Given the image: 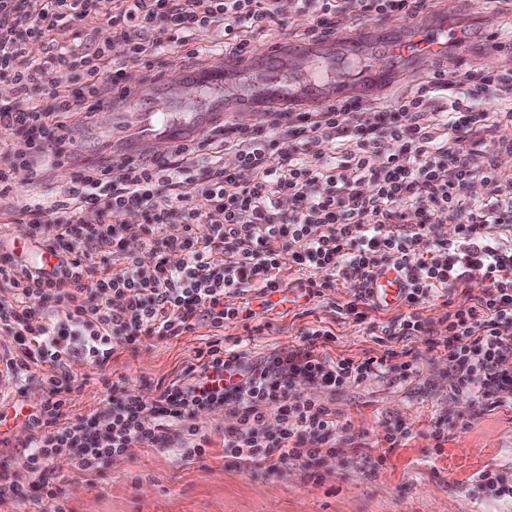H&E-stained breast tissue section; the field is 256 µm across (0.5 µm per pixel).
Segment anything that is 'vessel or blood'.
<instances>
[{
	"label": "vessel or blood",
	"instance_id": "b4317fda",
	"mask_svg": "<svg viewBox=\"0 0 512 512\" xmlns=\"http://www.w3.org/2000/svg\"><path fill=\"white\" fill-rule=\"evenodd\" d=\"M451 22H442L437 29L425 30L414 28L409 36H387L371 42L358 57L360 74L365 83L383 84L391 76L401 71L415 57L424 63H431L436 54L444 50L448 44V32ZM292 55L295 62L306 67L305 96L317 99L328 97V84L335 66L332 58L318 52L316 42H296L288 46L272 47L261 64L246 66L245 74L250 78L252 90L243 95H225L224 87L235 77L234 58H227L222 69L207 68L204 70L185 72L172 77H163L155 87L147 88L140 85L132 86L124 83L114 88V99L137 98L142 103H151L156 92H164L172 99H179L181 87L194 83L210 93L207 102L194 106V119L188 124H174L161 120L163 134L169 144H176L189 139L204 127L211 115L223 112H235L244 108L261 111L264 104H288L289 96L285 88L278 86L275 75L280 66L282 53ZM408 283L402 271L391 266L378 268L372 273L366 288L368 298L375 306L391 308L400 305L407 293Z\"/></svg>",
	"mask_w": 512,
	"mask_h": 512
}]
</instances>
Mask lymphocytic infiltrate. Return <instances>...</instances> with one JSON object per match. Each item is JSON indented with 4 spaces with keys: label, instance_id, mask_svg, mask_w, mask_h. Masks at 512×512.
Returning a JSON list of instances; mask_svg holds the SVG:
<instances>
[{
    "label": "lymphocytic infiltrate",
    "instance_id": "obj_1",
    "mask_svg": "<svg viewBox=\"0 0 512 512\" xmlns=\"http://www.w3.org/2000/svg\"><path fill=\"white\" fill-rule=\"evenodd\" d=\"M430 0H0V80L14 91L0 104V202L4 215L25 216L29 237L51 250V271L0 257V335L12 346L0 366L15 388L39 380L46 389L28 416L35 436L22 470L0 474V495L23 494L37 479L39 512H65L61 488L44 481L54 456L73 449L75 467L101 473L109 458L141 447L178 445L187 460L206 453L208 440L194 424L197 411L230 410L224 454L272 473L289 463H311L333 452L341 425L335 411L294 398L297 384L334 391L388 372L413 374L408 349L361 362L318 347L327 329L313 327L303 343L252 362L210 342L184 369V383L156 397L108 396L88 416H71L80 386L70 361L101 367L114 341L135 349L191 331L198 318L215 330L254 318L249 305L229 308L227 294L256 293L263 308L287 292L309 301L329 290L352 293L349 313L364 305L373 271L400 268L412 307L453 296L473 278L487 286L448 311V337L438 340L413 315L382 327L386 336L423 337L442 346L455 372L453 392L470 395V413L512 408V173L497 158L512 139H493L512 123V68L462 73L434 68L394 98H350L300 112L276 107L253 128L211 127L169 150L163 163L115 154L92 166L75 165L56 201L33 197L17 209L6 201L14 169L46 176L63 166L44 151L76 137L93 111L88 99H108L125 59L153 61L170 50L206 65L210 48L198 35L220 26L225 52L248 49L245 32H265L308 18L312 40L335 37L346 6L385 17L426 9ZM106 13L108 36L70 39L87 15ZM122 43L125 58L112 55ZM40 44L53 67L27 55ZM70 72L77 90L58 89L56 71ZM348 141L349 151L335 145ZM235 164H224L225 156ZM480 178L483 194L469 185ZM290 209H283V199ZM143 221L130 224V211ZM455 223L453 237L437 227ZM138 239L140 254L126 243ZM183 261L171 265L170 254ZM298 277L284 281V266ZM277 408L278 430L265 427Z\"/></svg>",
    "mask_w": 512,
    "mask_h": 512
}]
</instances>
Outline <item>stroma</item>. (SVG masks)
Segmentation results:
<instances>
[{"label": "stroma", "instance_id": "stroma-1", "mask_svg": "<svg viewBox=\"0 0 512 512\" xmlns=\"http://www.w3.org/2000/svg\"><path fill=\"white\" fill-rule=\"evenodd\" d=\"M446 16L456 20L467 43L463 59L456 46H449V68L464 61L488 70L512 63V56L485 51L487 31L499 21H512V0H498L492 6L487 0H467L462 7L456 0H433L427 9L390 24L361 17L359 28L368 36L379 29L402 35L412 26ZM139 127L136 112L127 113L122 124L97 117L83 124L87 153L81 163H99L116 147L135 152ZM350 299L348 289L340 287L321 303L280 305L256 319L226 325L222 341L256 362L301 345L306 328L320 322L331 331L326 351L358 362L403 346L398 339L372 336L370 325L386 326L412 312L434 333L445 330L449 306L444 297L412 310L404 305L372 308L363 321L342 314ZM212 334L201 324L177 337L147 341L134 351L115 344L111 360L101 368L72 362L70 369L83 384L73 397V414L98 410L111 382L133 393L157 396L195 362ZM410 346L415 372L407 378L382 374L336 392L298 386L299 397L335 410L358 443L354 449L337 444L335 454L322 457L315 467L293 463L270 474L239 466L224 455L228 412L213 409L198 412L195 418L200 433L210 441L201 460L184 461L176 448H137L91 476L79 472L66 451L52 461L50 479L63 489L67 512H512V499L474 489L478 474L486 470L512 484V409L472 417L466 428L449 431L447 441L436 442L432 429L437 422L468 411L470 400L450 393L453 375L443 349L429 348L419 339ZM7 426L9 441L0 443V470L17 472L33 435L26 415L9 420ZM389 429L406 434L393 448L384 440ZM379 458L383 466L373 467Z\"/></svg>", "mask_w": 512, "mask_h": 512}]
</instances>
